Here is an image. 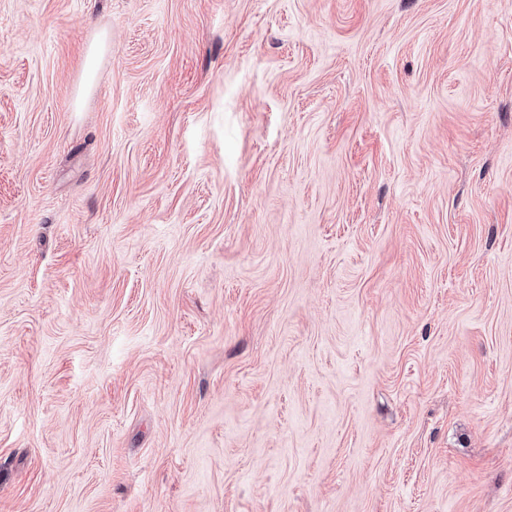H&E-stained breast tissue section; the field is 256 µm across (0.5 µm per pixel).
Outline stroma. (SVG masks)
<instances>
[{"label":"stroma","instance_id":"1","mask_svg":"<svg viewBox=\"0 0 512 512\" xmlns=\"http://www.w3.org/2000/svg\"><path fill=\"white\" fill-rule=\"evenodd\" d=\"M0 512H512V0H0Z\"/></svg>","mask_w":512,"mask_h":512}]
</instances>
